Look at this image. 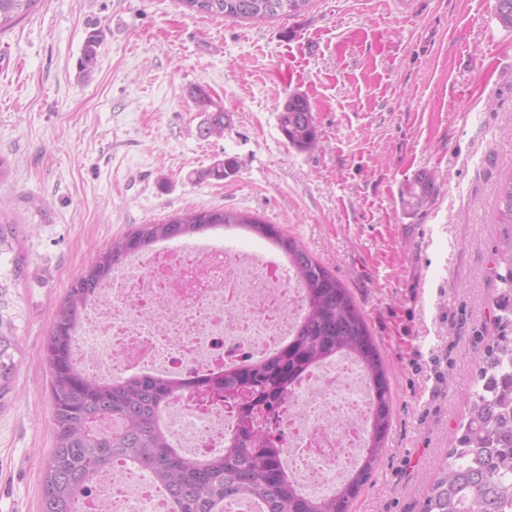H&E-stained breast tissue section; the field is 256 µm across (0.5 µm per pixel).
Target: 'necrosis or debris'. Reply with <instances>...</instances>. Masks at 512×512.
<instances>
[{
  "instance_id": "obj_1",
  "label": "necrosis or debris",
  "mask_w": 512,
  "mask_h": 512,
  "mask_svg": "<svg viewBox=\"0 0 512 512\" xmlns=\"http://www.w3.org/2000/svg\"><path fill=\"white\" fill-rule=\"evenodd\" d=\"M305 313L302 286L274 248L245 250L215 237L159 242L133 255L86 307L73 355L100 380L151 374L185 381L270 357L291 341ZM174 445L215 456L236 429L232 406L176 398L163 413ZM371 390L358 359L322 360L293 386L276 423L289 481L306 497L335 495L362 460ZM76 512H170L147 470L116 458Z\"/></svg>"
}]
</instances>
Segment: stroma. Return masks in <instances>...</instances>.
Listing matches in <instances>:
<instances>
[{
	"label": "stroma",
	"instance_id": "stroma-1",
	"mask_svg": "<svg viewBox=\"0 0 512 512\" xmlns=\"http://www.w3.org/2000/svg\"><path fill=\"white\" fill-rule=\"evenodd\" d=\"M496 0H314L263 23L179 0H39L0 33V217L23 273L13 390L0 405V512H41L54 447L44 342L113 238L195 208L248 211L349 288L387 364L393 424L353 512H421L491 329L493 215L512 182V32ZM101 32L90 76L78 60ZM206 86L227 116L190 93ZM306 96L321 138L278 116ZM236 157L216 180L201 171ZM434 177L423 205L401 189ZM191 96L199 110L202 112H212L209 116L208 126L205 128V135L211 136L222 133L225 125L224 111L222 109L209 110L214 105L209 90L204 86H197L193 89ZM278 122L282 135L291 147L306 151L316 146L320 130L312 107L304 96H288L280 111Z\"/></svg>",
	"mask_w": 512,
	"mask_h": 512
}]
</instances>
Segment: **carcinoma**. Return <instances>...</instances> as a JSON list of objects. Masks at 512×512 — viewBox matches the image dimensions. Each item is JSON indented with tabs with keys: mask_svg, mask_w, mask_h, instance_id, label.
Returning a JSON list of instances; mask_svg holds the SVG:
<instances>
[{
	"mask_svg": "<svg viewBox=\"0 0 512 512\" xmlns=\"http://www.w3.org/2000/svg\"><path fill=\"white\" fill-rule=\"evenodd\" d=\"M37 0H0V31L24 18ZM198 14L263 22L297 16L313 0H179ZM495 17L512 30V0H496ZM99 35L86 39L80 71L97 64ZM195 106L211 112L205 135L224 131V111L212 109L209 90L192 91ZM287 143L306 151L320 138L312 107L299 94L288 96L279 117ZM238 162L227 157L204 173L221 180ZM495 223L512 224V184L501 194ZM217 227H235L264 239L288 258L305 292L306 309L295 337L268 359L222 373L176 382L141 375L119 381L88 377L72 356L86 304L112 271L129 256L160 241L190 238ZM16 229L0 222V257L14 251ZM19 256L0 260V400L12 391L17 350L11 288L22 273ZM495 292L487 337L467 416L456 426L454 447L440 467L422 512H512V236L495 249ZM51 372L54 448L42 481L41 512H75V495L92 485L97 473L122 456L149 470L166 490L171 512H223L224 500L249 498L261 512H351L386 451L393 420V397L384 357L365 315L350 291L294 237L252 213L188 209L161 222L142 224L112 240L72 281L44 344ZM364 367L372 395V429L362 461L327 500L304 497L288 481L282 449L273 446L269 425L288 402L292 386L322 360L340 354ZM222 397L238 412V428L225 441L224 455L186 456L162 424L163 410L180 393Z\"/></svg>",
	"mask_w": 512,
	"mask_h": 512,
	"instance_id": "1",
	"label": "carcinoma"
}]
</instances>
